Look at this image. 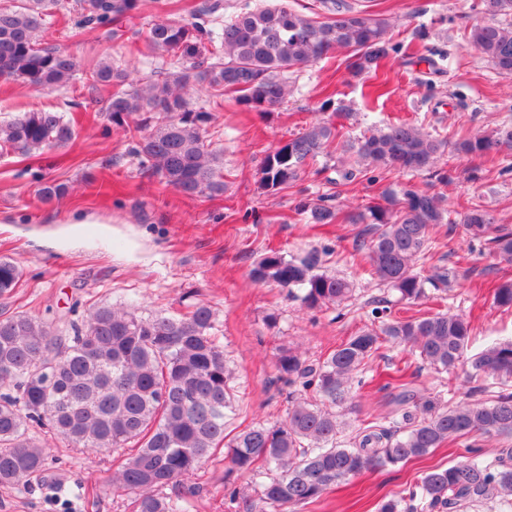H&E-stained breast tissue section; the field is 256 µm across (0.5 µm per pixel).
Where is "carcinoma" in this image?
<instances>
[{
    "mask_svg": "<svg viewBox=\"0 0 512 512\" xmlns=\"http://www.w3.org/2000/svg\"><path fill=\"white\" fill-rule=\"evenodd\" d=\"M61 0H21L0 8V78L32 91L68 85L78 71L74 55L42 45ZM79 33L99 29L112 40L121 24L140 13L143 0H75ZM329 12L315 21L288 0L224 4L207 0L188 19L158 18L148 24L149 46L167 55L174 71L141 87L131 71L108 61L86 73L89 89L112 88L103 111L107 124L123 130L131 152L160 182L186 196L220 195L226 184L222 153L207 141L211 111L191 94L211 96L249 111L269 113L283 103L288 79L328 55L350 53L347 68L377 76L381 62L403 45L387 38V19L354 11L336 0H316ZM487 20L470 28L469 44L505 78H512V0H481ZM454 143L406 122L387 123L355 142L321 120L268 152L258 170L265 193L295 184L308 161L336 145L356 156L363 173L378 168L431 172L447 146L465 156L495 158L512 150V129L491 133L455 131ZM75 137L59 112H25L0 122V152L29 154L62 147ZM384 203L344 211L341 193L303 205L310 224L346 220L362 225L359 247L367 251L372 274L408 303L426 297L427 287H448L455 272L418 262L432 258V230L453 224L442 196L428 190L386 189ZM470 236L484 240L498 260L501 282L494 303L512 308V229L488 209L475 205L461 215ZM317 255L288 259L265 252L249 272L252 281L275 285L300 298L308 310L341 304L353 283L316 271ZM22 272L0 260V299L10 296ZM373 322L309 364L293 347L275 355L277 378L288 388V416L270 426H249L227 438L231 371L224 346L211 333L214 312L204 303L177 316L142 317L132 309L92 308L80 327L64 335L55 319L0 313V486L18 487L46 470L47 448L31 434L45 427L77 450L115 453L112 487L132 495V512H187V501L165 492L202 464L224 455L233 472L247 473L257 486L251 499L232 490L236 512H298L318 501L333 484L363 471L405 464L445 444H459L464 461L425 473L380 512H456L463 505L512 503V448L492 460L482 457L479 438H512V391L449 406L440 398L417 402L403 391L399 425L371 422L342 439L344 405L352 385L385 343L408 347L422 362L446 373L467 360L478 390L512 381V339L495 342L465 358L471 326L461 314L391 318L388 300ZM412 405L407 409L406 405Z\"/></svg>",
    "mask_w": 512,
    "mask_h": 512,
    "instance_id": "obj_1",
    "label": "carcinoma"
}]
</instances>
